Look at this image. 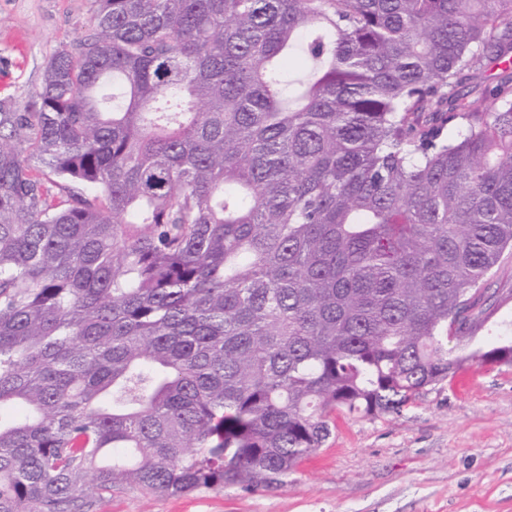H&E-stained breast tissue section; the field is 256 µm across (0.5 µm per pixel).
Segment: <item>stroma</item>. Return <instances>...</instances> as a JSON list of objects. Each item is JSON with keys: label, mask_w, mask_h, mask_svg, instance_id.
Masks as SVG:
<instances>
[{"label": "stroma", "mask_w": 512, "mask_h": 512, "mask_svg": "<svg viewBox=\"0 0 512 512\" xmlns=\"http://www.w3.org/2000/svg\"><path fill=\"white\" fill-rule=\"evenodd\" d=\"M95 0H0V103L23 111L49 58L93 30ZM490 316L475 345L512 321V253L487 277ZM334 428L265 491L236 487L158 497L93 496L90 512H512V366L467 363L401 416L336 410Z\"/></svg>", "instance_id": "1"}]
</instances>
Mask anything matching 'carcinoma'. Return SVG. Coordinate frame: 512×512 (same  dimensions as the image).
Wrapping results in <instances>:
<instances>
[{
	"mask_svg": "<svg viewBox=\"0 0 512 512\" xmlns=\"http://www.w3.org/2000/svg\"><path fill=\"white\" fill-rule=\"evenodd\" d=\"M97 3L0 105V512L270 488L331 411L512 365L462 337L512 250V0Z\"/></svg>",
	"mask_w": 512,
	"mask_h": 512,
	"instance_id": "1",
	"label": "carcinoma"
}]
</instances>
